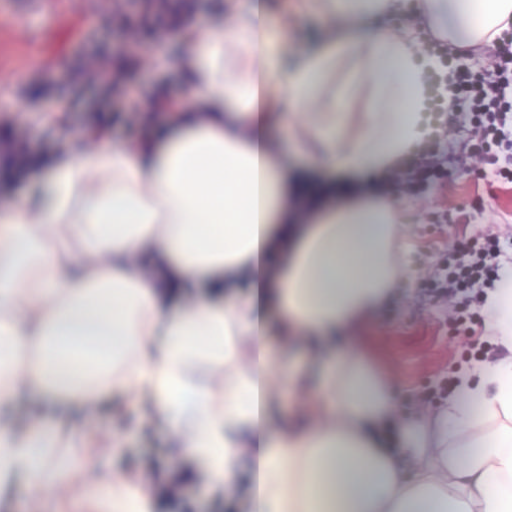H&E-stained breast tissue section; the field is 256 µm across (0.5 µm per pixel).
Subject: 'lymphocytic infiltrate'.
<instances>
[{"label":"lymphocytic infiltrate","instance_id":"1","mask_svg":"<svg viewBox=\"0 0 512 512\" xmlns=\"http://www.w3.org/2000/svg\"><path fill=\"white\" fill-rule=\"evenodd\" d=\"M491 59L490 74H455L456 93L447 111L427 120L429 134L417 149L410 189L424 187L439 176L444 165L435 155L437 144L462 125L471 134V154L481 157L491 176L512 177L511 171L501 167L497 153L499 146L512 141V38L493 41ZM499 253L497 237L472 239L457 256L443 262L430 280L429 293L454 304L456 328L464 327L470 307L483 305L486 291L499 281Z\"/></svg>","mask_w":512,"mask_h":512}]
</instances>
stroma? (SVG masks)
I'll use <instances>...</instances> for the list:
<instances>
[{
  "mask_svg": "<svg viewBox=\"0 0 512 512\" xmlns=\"http://www.w3.org/2000/svg\"><path fill=\"white\" fill-rule=\"evenodd\" d=\"M213 20L211 0H186L182 9H164L147 18L135 0H93L92 8L74 14L15 19L11 27L17 46L0 65V103L11 109L8 122L0 121V142L23 140L36 153L64 148L81 152L88 147V133L102 123L112 142L138 147L155 129L144 114L156 87L182 96L184 72L179 66L166 67L154 53L137 52L127 31L136 30L142 43L156 32H168L175 52L185 27L203 28ZM96 53L109 54L113 67L125 72L137 90L134 99L110 102L97 87L81 82V69ZM387 191L400 209L408 245L405 276L399 294L363 326L360 341L377 367L391 376L403 413L429 414L447 406L439 390L448 377L484 362L482 344L489 336L478 312L468 332L457 334L446 304L428 299L423 287L441 259L478 235L500 236L502 259L512 262V182L492 179L469 163L450 169L424 195H414L396 181L388 182ZM147 412L134 399L104 403L87 427L103 437L121 436L125 446L119 453L93 458V465L120 477L133 470L168 475L158 492L164 495L172 484L179 491L176 499L164 496L162 512H235V491L217 498L199 482L180 481L183 461L177 440L167 426L144 423ZM10 510L108 512L103 502L87 498L77 485L67 494L49 490L37 499L27 486H20Z\"/></svg>",
  "mask_w": 512,
  "mask_h": 512,
  "instance_id": "obj_1",
  "label": "stroma"
}]
</instances>
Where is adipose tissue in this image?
Instances as JSON below:
<instances>
[{
  "label": "adipose tissue",
  "instance_id": "ef3b65f1",
  "mask_svg": "<svg viewBox=\"0 0 512 512\" xmlns=\"http://www.w3.org/2000/svg\"><path fill=\"white\" fill-rule=\"evenodd\" d=\"M224 8L233 25L184 31L188 89L153 101L166 121L139 153L61 151L0 205V498L66 481L156 512V480L75 454L101 400L134 398L181 436L184 477L244 486L249 512H512V271L484 305L510 356L461 371L432 420H396L393 383L349 335L403 277L398 212L362 185L425 135L438 60L417 31L466 50L512 27V0H414L399 28L383 24L399 0H286L329 20L293 51L266 0ZM277 122L328 171L319 192ZM299 333L295 369L270 342ZM274 370L302 412L278 416ZM29 393L47 418L30 429L8 413Z\"/></svg>",
  "mask_w": 512,
  "mask_h": 512
}]
</instances>
